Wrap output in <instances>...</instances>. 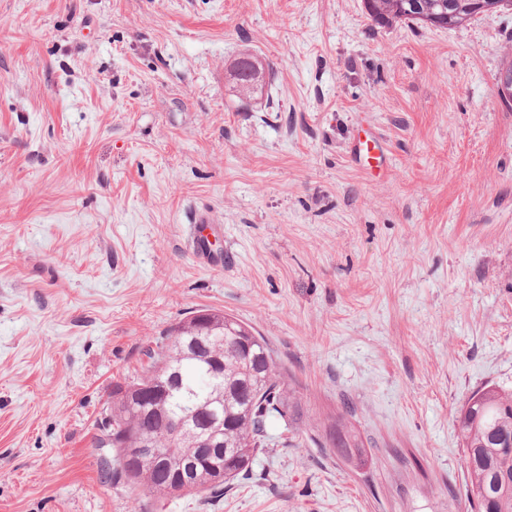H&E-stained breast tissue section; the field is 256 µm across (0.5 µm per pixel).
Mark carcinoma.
<instances>
[{
	"label": "carcinoma",
	"instance_id": "carcinoma-1",
	"mask_svg": "<svg viewBox=\"0 0 512 512\" xmlns=\"http://www.w3.org/2000/svg\"><path fill=\"white\" fill-rule=\"evenodd\" d=\"M471 0H399L388 4L383 0H364L369 18L381 27L395 22L420 21L416 14H445L448 29L462 28L476 17L470 10ZM203 317L212 327L218 342L212 353L224 359V444L235 457L224 463V479L220 482L202 478L191 484L183 494L206 492L212 496L224 494V487L246 474L260 450L268 447L272 436L270 426L281 421L287 430L298 429L300 402L284 373L274 359V352L254 329L220 311L199 309L192 316L172 326L148 349L149 362L142 375L130 381L140 384L153 378L160 366L169 363L180 368L183 389L174 399L172 408L179 413L201 401L208 389L200 372L201 363L181 356L172 337L185 334L195 327V319ZM123 384L112 387V406L100 421L101 435L96 438L99 448L114 451L116 466L104 461L107 478L124 481L140 496L170 495L174 487V472L194 460L199 449L189 437L162 441L163 457L156 463L131 468L122 462L123 449L116 447L137 426L149 429L161 427L142 417L144 406L130 404L122 393ZM454 427L463 448L462 467L469 485L470 512H512V491H504L501 479H512V391L486 385L475 391L454 418ZM330 447L346 459L363 454L365 442L361 432L344 416L336 417L324 429Z\"/></svg>",
	"mask_w": 512,
	"mask_h": 512
}]
</instances>
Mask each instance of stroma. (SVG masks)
<instances>
[{"label":"stroma","instance_id":"obj_1","mask_svg":"<svg viewBox=\"0 0 512 512\" xmlns=\"http://www.w3.org/2000/svg\"><path fill=\"white\" fill-rule=\"evenodd\" d=\"M243 52L270 69L251 99ZM510 53L512 11L0 0V512H463L453 419L512 390ZM202 308L264 336L305 423L220 498L135 499L97 421ZM347 407L362 468L313 440ZM387 1H399L400 3H381ZM471 1L473 0H455L453 1L455 4L453 10H448V0H364V7L369 18L381 27L392 25L394 22H404L408 24L421 22L425 24L427 23L425 20L415 17L414 15L423 12L426 14L441 15L445 12V24H434L439 21L437 17L429 19L434 22L430 24L455 29L465 27L477 14H480L470 10L469 3ZM414 5H418L420 9L415 10Z\"/></svg>","mask_w":512,"mask_h":512}]
</instances>
